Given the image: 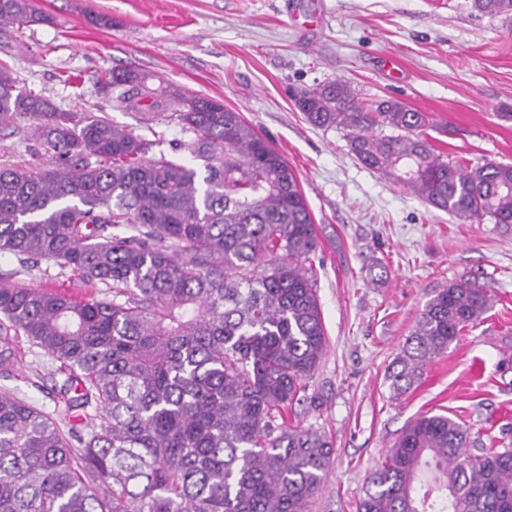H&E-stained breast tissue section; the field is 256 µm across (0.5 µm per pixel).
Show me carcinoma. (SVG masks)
Wrapping results in <instances>:
<instances>
[{
    "label": "carcinoma",
    "instance_id": "carcinoma-1",
    "mask_svg": "<svg viewBox=\"0 0 512 512\" xmlns=\"http://www.w3.org/2000/svg\"><path fill=\"white\" fill-rule=\"evenodd\" d=\"M471 7L512 14V0ZM48 22L29 0H0V34ZM148 79H98L111 106L138 112L118 126L21 87L0 63V130L47 156L0 148V252L112 290L83 299L0 280V377L23 362L21 338L65 375L51 412L0 387V512H310L332 443L286 415L327 346L316 224L294 170L241 113ZM294 101L433 208L512 224V165L443 159L425 113L364 101L339 79ZM172 126L189 140L167 138ZM490 301L468 279L436 289L390 389H410ZM470 438L447 415L417 418L358 512H512V448L473 454Z\"/></svg>",
    "mask_w": 512,
    "mask_h": 512
}]
</instances>
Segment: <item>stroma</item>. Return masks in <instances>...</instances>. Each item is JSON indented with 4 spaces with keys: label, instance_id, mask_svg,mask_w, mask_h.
<instances>
[{
    "label": "stroma",
    "instance_id": "stroma-1",
    "mask_svg": "<svg viewBox=\"0 0 512 512\" xmlns=\"http://www.w3.org/2000/svg\"><path fill=\"white\" fill-rule=\"evenodd\" d=\"M31 2L48 23L0 37V60L27 88L133 126L136 114L108 107L97 78L112 68L158 75L241 112L293 168L319 234L327 349L307 382L309 403L288 421L324 431L334 448L311 512H357L371 473L425 414L462 420L477 446L512 448V226L462 223L427 205L361 165L343 130L310 125L291 99L345 80L360 98L393 97L427 113V139L448 159L512 164V16L479 15L471 0ZM92 13L111 27L92 24ZM0 276L90 293L54 263L29 271L8 253ZM462 278L488 290L489 310L393 395L385 373L433 290ZM24 359L11 387L53 410L55 363Z\"/></svg>",
    "mask_w": 512,
    "mask_h": 512
}]
</instances>
